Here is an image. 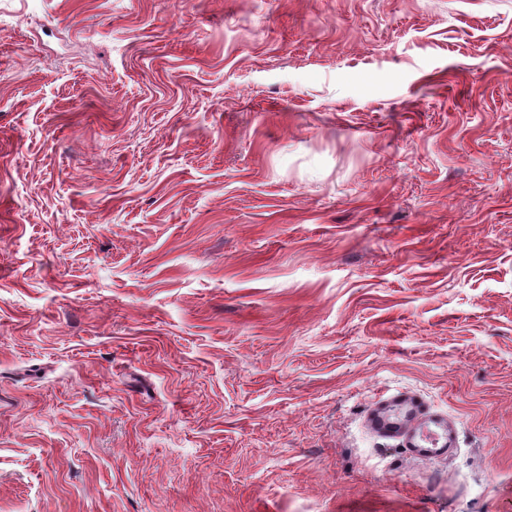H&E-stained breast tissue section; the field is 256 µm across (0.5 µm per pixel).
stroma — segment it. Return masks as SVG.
<instances>
[{
  "instance_id": "stroma-1",
  "label": "stroma",
  "mask_w": 512,
  "mask_h": 512,
  "mask_svg": "<svg viewBox=\"0 0 512 512\" xmlns=\"http://www.w3.org/2000/svg\"><path fill=\"white\" fill-rule=\"evenodd\" d=\"M511 62L512 0H0V512H512Z\"/></svg>"
}]
</instances>
